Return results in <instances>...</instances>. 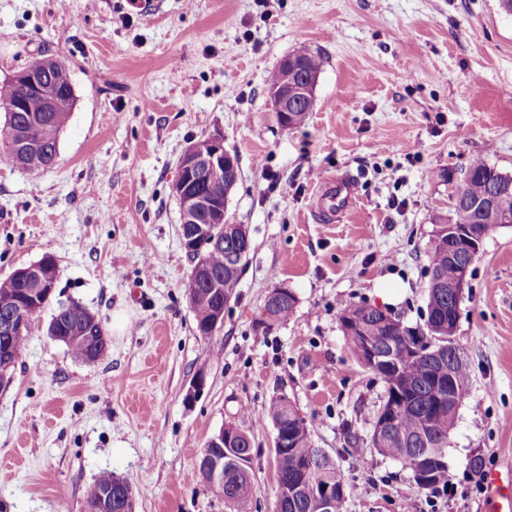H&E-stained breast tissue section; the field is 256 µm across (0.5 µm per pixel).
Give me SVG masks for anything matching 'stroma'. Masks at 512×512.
Returning <instances> with one entry per match:
<instances>
[{
    "label": "stroma",
    "instance_id": "obj_1",
    "mask_svg": "<svg viewBox=\"0 0 512 512\" xmlns=\"http://www.w3.org/2000/svg\"><path fill=\"white\" fill-rule=\"evenodd\" d=\"M297 50L325 64L312 112L289 129L266 80ZM46 57L68 66L75 90L56 163L34 179L0 157V279L46 256L58 267L0 392L7 512H84L107 471L130 482L135 512H229L191 474L231 421L253 443L251 512H272L275 429L263 413L279 395L339 468L345 512H486L473 460L512 462V224L486 236L459 311L471 380L448 438V492L348 444L371 434L386 393L339 316L382 305L397 283L391 309L423 325L433 226L470 162L512 172V15L498 0H0V82ZM211 136L237 159L228 214L253 248L204 339L172 185L183 151ZM342 174L357 200L320 222L318 181ZM280 287L295 311L261 330ZM70 303L106 328L95 362L47 334Z\"/></svg>",
    "mask_w": 512,
    "mask_h": 512
}]
</instances>
